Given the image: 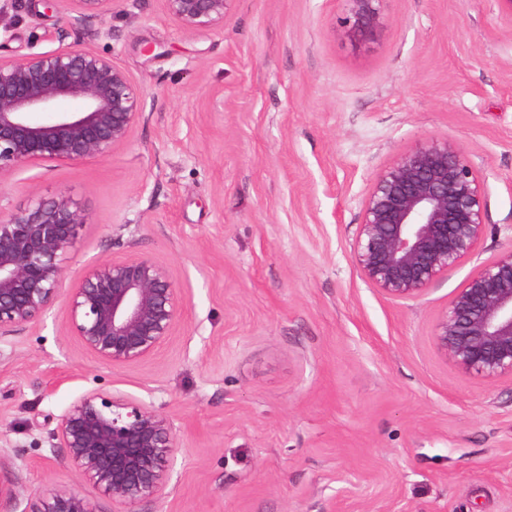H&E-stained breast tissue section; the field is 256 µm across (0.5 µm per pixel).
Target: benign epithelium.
I'll list each match as a JSON object with an SVG mask.
<instances>
[{
	"instance_id": "benign-epithelium-1",
	"label": "benign epithelium",
	"mask_w": 512,
	"mask_h": 512,
	"mask_svg": "<svg viewBox=\"0 0 512 512\" xmlns=\"http://www.w3.org/2000/svg\"><path fill=\"white\" fill-rule=\"evenodd\" d=\"M68 24L79 31L104 20L112 0H72ZM231 0H165L169 17L188 30L224 25ZM359 31L382 21L383 0H347ZM64 99L75 112L36 124ZM142 99L108 51L82 46L0 58V174L41 161L105 157L129 142ZM85 214L66 195L27 208L0 210V339L39 325L62 298L71 331L98 360L128 364L150 356L179 320L180 288L142 255L99 259L76 273L69 265ZM484 232L483 183L466 155L431 139L402 155L374 180L351 251L360 274L387 295L415 300L437 278L471 257ZM438 350L460 370L483 379L512 376V251L482 264L438 318ZM66 450L72 486L30 491L23 512H95L82 486L135 512L163 498V466L177 436L154 405L93 389L57 416L51 432ZM20 478H0V500L17 503Z\"/></svg>"
}]
</instances>
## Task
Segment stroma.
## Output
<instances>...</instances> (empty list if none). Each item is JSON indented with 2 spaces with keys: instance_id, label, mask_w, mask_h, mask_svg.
I'll use <instances>...</instances> for the list:
<instances>
[{
  "instance_id": "1",
  "label": "stroma",
  "mask_w": 512,
  "mask_h": 512,
  "mask_svg": "<svg viewBox=\"0 0 512 512\" xmlns=\"http://www.w3.org/2000/svg\"><path fill=\"white\" fill-rule=\"evenodd\" d=\"M382 13L361 34L347 0H232L195 31L164 0H112L111 36L87 45L141 93L129 145L1 176L0 208L69 196L86 217L73 268L150 257L183 308L134 364L87 352L60 302L0 340V454L26 489L73 482L50 433L105 388L176 431L165 494L138 512H512V378L473 377L433 339L473 271L512 251V16L499 0ZM0 22L7 59L74 41L28 0ZM430 138L479 172L485 232L399 300L351 250L374 179Z\"/></svg>"
}]
</instances>
